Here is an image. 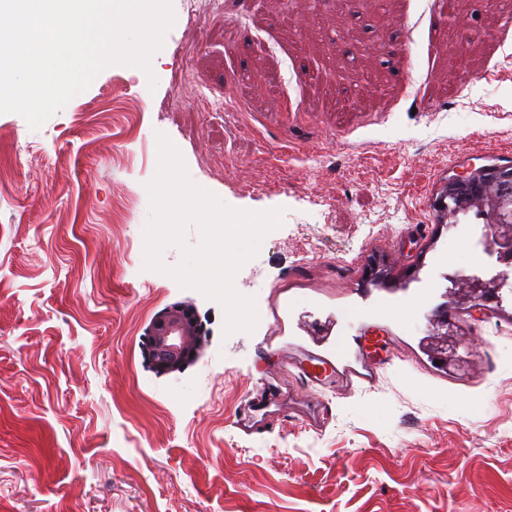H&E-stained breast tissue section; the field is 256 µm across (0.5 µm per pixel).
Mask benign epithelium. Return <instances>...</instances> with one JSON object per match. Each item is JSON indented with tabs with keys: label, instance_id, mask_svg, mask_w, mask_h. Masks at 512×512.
Wrapping results in <instances>:
<instances>
[{
	"label": "benign epithelium",
	"instance_id": "1",
	"mask_svg": "<svg viewBox=\"0 0 512 512\" xmlns=\"http://www.w3.org/2000/svg\"><path fill=\"white\" fill-rule=\"evenodd\" d=\"M512 187V165L480 167L448 181V187L457 188L471 183ZM489 247L498 254L503 268L490 276L472 275L464 293L459 297L460 309L472 312L483 302L498 295L506 285L512 286V224L489 225ZM436 342L432 353L444 364L458 361L453 336L455 325L441 317L432 323ZM202 326L193 309L187 305L172 306L153 320L148 332V350L152 365L160 373L181 372L199 354Z\"/></svg>",
	"mask_w": 512,
	"mask_h": 512
}]
</instances>
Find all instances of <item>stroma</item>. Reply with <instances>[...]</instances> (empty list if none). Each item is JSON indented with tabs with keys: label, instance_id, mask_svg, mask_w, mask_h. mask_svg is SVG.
Masks as SVG:
<instances>
[{
	"label": "stroma",
	"instance_id": "obj_1",
	"mask_svg": "<svg viewBox=\"0 0 512 512\" xmlns=\"http://www.w3.org/2000/svg\"><path fill=\"white\" fill-rule=\"evenodd\" d=\"M206 3L193 27L172 0L153 92L115 65L39 130L0 114V512H512V291L458 308L481 227L432 208L512 163V33L459 51L494 26L482 0ZM160 132L227 205L283 209L235 277L283 322L224 335L219 303L144 270ZM177 303L203 346L161 374L147 335ZM442 304L455 367L430 350ZM317 317L357 344L332 356ZM271 378L279 409L242 432Z\"/></svg>",
	"mask_w": 512,
	"mask_h": 512
}]
</instances>
